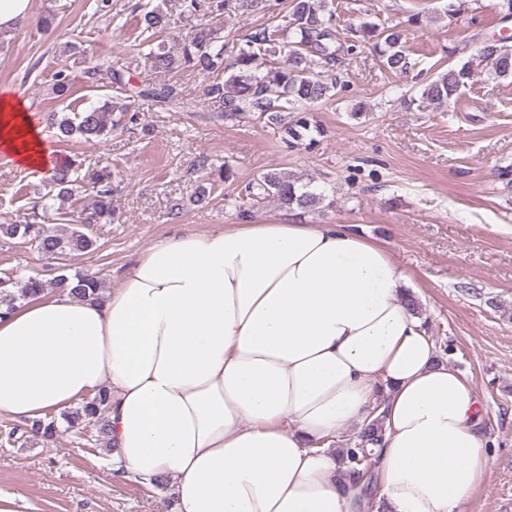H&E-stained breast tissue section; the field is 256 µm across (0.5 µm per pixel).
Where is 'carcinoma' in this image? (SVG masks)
I'll return each instance as SVG.
<instances>
[{"instance_id":"carcinoma-1","label":"carcinoma","mask_w":512,"mask_h":512,"mask_svg":"<svg viewBox=\"0 0 512 512\" xmlns=\"http://www.w3.org/2000/svg\"><path fill=\"white\" fill-rule=\"evenodd\" d=\"M179 2L181 14L188 19L230 12L240 15L260 10L270 12L269 22L251 28L229 61L224 57L221 29L204 23L177 35L172 47L151 54L148 60L160 73L191 69L207 74L210 81L204 88V97L213 107L214 118L224 121L250 119L273 125L280 130V140L288 145L304 141L311 148L318 143L317 137L323 130L312 124V108L338 93L339 78L333 67L357 54L363 43H374L386 70L405 73L409 69L408 57L401 49L403 23L385 25L364 20L356 29L358 39L342 40L336 34L335 15L328 9V0H288V7L283 12L276 11L277 4L271 0ZM132 13L138 16L144 33L155 35L169 25V19L158 5L152 8L148 3H136L132 5ZM478 52L486 62L491 78L512 77L511 38L484 42ZM277 53L284 54L285 60L275 59ZM105 73L124 97L114 100L109 95H102L99 102L80 112L51 113L48 125L57 130L58 139L80 137L106 141L117 130L136 133L141 125L140 111L135 106L137 98L150 100L171 112L189 111L188 103L172 84L137 90L130 88L123 66L89 60L85 62L81 77L87 87L97 88ZM471 78L469 63L450 65L422 84L419 96L412 102L424 109L430 105L448 106L459 97ZM74 81L75 78L65 70L54 72L52 93L59 99L68 97ZM84 181L80 166L72 162L55 164L44 184L48 191H35L32 220L22 224H0V234L29 237L42 253L58 259L94 249L96 239L88 227L110 224L114 218L112 171L92 176L94 199L85 217L77 221L70 207L77 201L78 189ZM271 198L289 211H316L322 202L321 195L310 185L299 186L296 180L281 171L261 173L240 189L232 202L238 208L239 216L244 218L250 216L252 207ZM70 281L73 297L87 300L102 297V282L97 277L78 272ZM11 284L10 277L0 279V309L5 314L15 310L17 303L56 286L57 280L30 275L15 292L10 289ZM108 407L109 396L103 391L93 401L64 410L57 417L17 426L10 435L28 433L50 442L64 424L68 428L92 425L106 438ZM384 435L382 417L374 414L364 421L349 447L337 450L345 474L355 480L367 478L366 489L371 492L374 491L373 448L382 443Z\"/></svg>"}]
</instances>
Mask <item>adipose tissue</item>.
<instances>
[{
	"label": "adipose tissue",
	"mask_w": 512,
	"mask_h": 512,
	"mask_svg": "<svg viewBox=\"0 0 512 512\" xmlns=\"http://www.w3.org/2000/svg\"><path fill=\"white\" fill-rule=\"evenodd\" d=\"M0 151L50 163L6 96ZM408 283L342 224L172 235L101 300L65 286L0 317V413L33 421L107 392L113 470L172 479L176 512H460L487 469L476 394L437 363ZM376 406L371 494L331 444Z\"/></svg>",
	"instance_id": "1"
}]
</instances>
